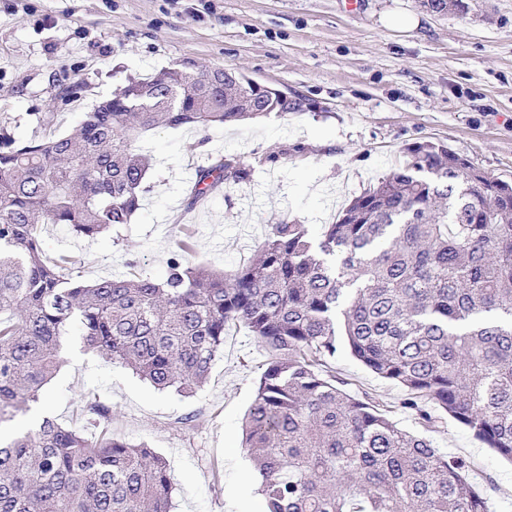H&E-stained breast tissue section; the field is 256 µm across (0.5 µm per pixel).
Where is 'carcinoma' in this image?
I'll list each match as a JSON object with an SVG mask.
<instances>
[{"label":"carcinoma","instance_id":"carcinoma-1","mask_svg":"<svg viewBox=\"0 0 512 512\" xmlns=\"http://www.w3.org/2000/svg\"><path fill=\"white\" fill-rule=\"evenodd\" d=\"M222 72V87L177 66L131 78L71 132L37 142L0 130V425L39 401L67 336L190 395L241 325L267 353L244 424L266 512H491L463 461L352 395L331 368L347 352L403 387L426 424L447 415L512 462V185L447 145L408 147L316 235L274 225L230 273L191 264L189 237L161 280L134 271L88 283L74 274L80 258L47 260L42 224L96 239L131 223L149 191L144 133L266 116L237 70ZM244 98L253 111H235ZM251 175L216 158L197 169L194 198ZM85 409L94 443L48 417L0 441V512H171L163 457L108 436L112 410L89 399Z\"/></svg>","mask_w":512,"mask_h":512}]
</instances>
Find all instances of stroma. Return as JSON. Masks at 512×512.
<instances>
[{"label": "stroma", "mask_w": 512, "mask_h": 512, "mask_svg": "<svg viewBox=\"0 0 512 512\" xmlns=\"http://www.w3.org/2000/svg\"><path fill=\"white\" fill-rule=\"evenodd\" d=\"M415 16L400 32L385 14ZM193 71L232 66L294 95L302 109L211 128H158L143 144L156 162L132 223L98 239L45 224L46 257H80L82 280L130 269L162 277L180 240L198 243L194 263L232 271L251 261L274 224L318 233L349 201L406 159L417 142L448 145L490 176L512 183V0H478L465 15L438 17L420 0H0V126L18 142L72 129L99 99L131 77L173 64ZM84 88L63 99L74 82ZM232 156L251 181L191 202L195 170ZM67 362L37 404L20 409L10 433L42 417L95 441L80 410L89 392L112 411L110 432L148 446L169 464L172 512H263L243 424L266 352L230 327L207 383L190 396L159 391L127 367L83 351ZM351 394L376 402L398 426L462 458L489 490L492 512H512V463L454 422L427 428L402 407L401 388L348 353L332 363Z\"/></svg>", "instance_id": "obj_1"}]
</instances>
